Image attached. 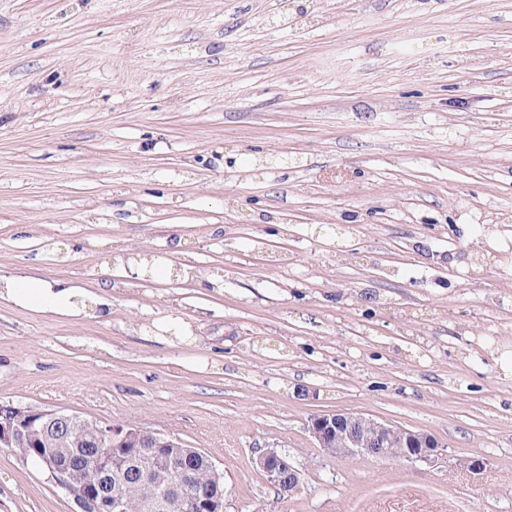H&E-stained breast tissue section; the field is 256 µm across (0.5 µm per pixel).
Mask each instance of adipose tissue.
<instances>
[{"label":"adipose tissue","mask_w":512,"mask_h":512,"mask_svg":"<svg viewBox=\"0 0 512 512\" xmlns=\"http://www.w3.org/2000/svg\"><path fill=\"white\" fill-rule=\"evenodd\" d=\"M0 299L54 316L105 318L109 305L59 281L29 276L0 277Z\"/></svg>","instance_id":"obj_1"}]
</instances>
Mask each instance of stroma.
<instances>
[{
  "label": "stroma",
  "mask_w": 512,
  "mask_h": 512,
  "mask_svg": "<svg viewBox=\"0 0 512 512\" xmlns=\"http://www.w3.org/2000/svg\"><path fill=\"white\" fill-rule=\"evenodd\" d=\"M493 222L512 0H0V275L112 304L0 301V400L175 434L223 470L224 512H512ZM139 246L165 274L131 273ZM331 410L444 452L329 456L308 425ZM0 512L77 508L0 447ZM0 299L54 316L105 318L111 315L109 305L97 296L84 294L59 281L29 276L0 277ZM258 470L284 495L288 493V486L300 484V473L290 462L286 454L270 449L259 453L256 458Z\"/></svg>",
  "instance_id": "35a3bbf8"
}]
</instances>
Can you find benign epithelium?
Instances as JSON below:
<instances>
[{
	"label": "benign epithelium",
	"instance_id": "7a95c632",
	"mask_svg": "<svg viewBox=\"0 0 512 512\" xmlns=\"http://www.w3.org/2000/svg\"><path fill=\"white\" fill-rule=\"evenodd\" d=\"M76 421V415L54 408H34L22 406L12 401L0 402V447L12 448L20 442H29L39 449L51 480L65 490L74 500L79 512H89L96 503L107 497L109 512H127V502L119 492L105 494L107 481L112 474V454H100L88 466L89 482L83 489L76 490L66 479L57 463L54 449L43 448L39 442L41 435L63 436L69 426ZM310 433L319 448L333 449L336 457L366 454H389V458L403 463L431 464L441 455L442 444L426 432L414 431L390 421L378 420L364 413L327 411L315 415L310 420ZM99 438L94 444L101 445L102 439L112 442L115 448L130 446L128 452L134 454L141 448L152 445L164 447L169 454L155 463L158 476L168 473L184 455H198L200 450L189 448L179 437L146 430L138 426L116 425L110 422L98 427ZM258 470L280 491L288 493V488L299 486L300 473L288 456L270 449L259 453L256 458ZM188 512H224V502L206 497L187 501Z\"/></svg>",
	"mask_w": 512,
	"mask_h": 512
}]
</instances>
